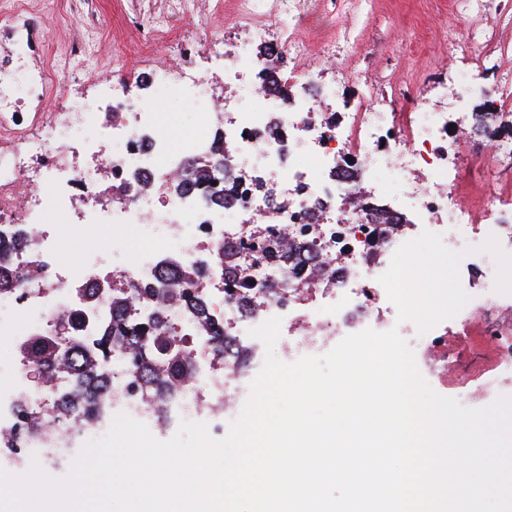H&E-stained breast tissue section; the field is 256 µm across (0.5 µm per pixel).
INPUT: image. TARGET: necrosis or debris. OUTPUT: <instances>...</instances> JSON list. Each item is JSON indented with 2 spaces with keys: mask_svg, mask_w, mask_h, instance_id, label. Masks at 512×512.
Segmentation results:
<instances>
[{
  "mask_svg": "<svg viewBox=\"0 0 512 512\" xmlns=\"http://www.w3.org/2000/svg\"><path fill=\"white\" fill-rule=\"evenodd\" d=\"M308 0H234L245 40L215 39L211 56L224 67L234 95L215 103L209 76L187 64L170 43L171 64L159 68L165 98L191 102L194 124L175 128L154 99L119 98L111 126L95 105L54 113L40 132L0 126V227L35 225L32 247L12 251L26 295L0 293V340L14 354L0 358V466L27 473L33 461L73 463L75 451L103 437L125 413L150 428L208 421L229 428L265 359L250 334L281 320L277 357L291 363L332 349L365 329H397L413 345L431 386L448 383L449 358L438 331L448 320L468 325L478 315L512 313V201L495 195L473 203L456 192L470 154V106L484 96L476 71L456 66L441 96L455 122L416 100L406 122L378 108L325 111L335 90L310 93L317 62L294 29ZM288 52L289 74L267 83L254 45ZM117 196L118 205L103 198ZM488 219L476 224L477 211ZM142 228V241L122 234ZM115 227L112 236L101 227ZM461 253L467 274L455 288H401L405 258L420 239ZM67 253L77 259L62 265ZM100 285L129 298L123 348L93 417L55 405L72 375L60 369L34 408L40 428L20 434L18 405L27 398L31 363L26 342L51 335L64 316H85L82 336L112 321L111 303L84 304L80 292ZM161 318L191 357L171 404L159 406L139 378L144 344L137 332ZM496 369L465 405L512 397V332H494Z\"/></svg>",
  "mask_w": 512,
  "mask_h": 512,
  "instance_id": "4bbe7bcc",
  "label": "necrosis or debris"
}]
</instances>
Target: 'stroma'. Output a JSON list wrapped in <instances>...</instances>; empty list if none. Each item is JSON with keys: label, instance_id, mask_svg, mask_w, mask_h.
Listing matches in <instances>:
<instances>
[{"label": "stroma", "instance_id": "obj_1", "mask_svg": "<svg viewBox=\"0 0 512 512\" xmlns=\"http://www.w3.org/2000/svg\"><path fill=\"white\" fill-rule=\"evenodd\" d=\"M317 17L302 23L296 37L311 48L334 51L318 81L339 94L364 98L366 105H390L398 115L410 112L416 95L439 103L437 88L448 81V66L463 54L476 55L487 99H502L512 88V0H314ZM36 13L22 15L18 26L0 23V73L22 69L53 70L58 82L43 99L28 98L16 107L17 120L39 131L33 113L67 108L80 111L97 100L111 81L131 84L153 96L155 74L165 60L164 45H148L147 32L164 24L187 59L202 69L218 70L208 42L230 35L233 17L217 12L214 0H186L183 13L171 14L168 0H38ZM124 68L115 79L105 74L113 54ZM489 179L473 163L460 172L459 191L479 197L487 190L512 196V154L492 158ZM419 259L407 260L402 282L427 288L432 276L455 283V256L429 243Z\"/></svg>", "mask_w": 512, "mask_h": 512}]
</instances>
